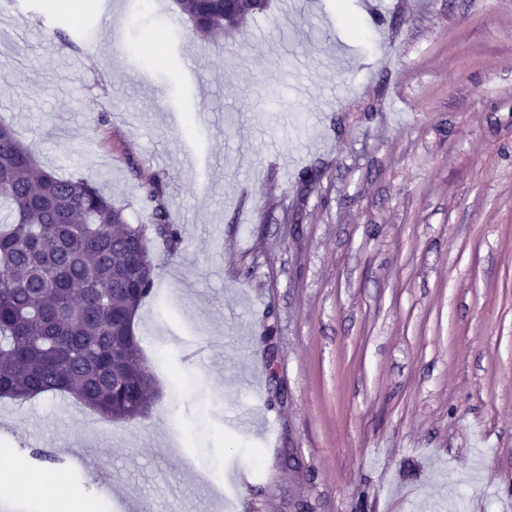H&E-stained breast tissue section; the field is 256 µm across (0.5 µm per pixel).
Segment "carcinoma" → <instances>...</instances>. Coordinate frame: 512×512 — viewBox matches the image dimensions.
<instances>
[{
    "mask_svg": "<svg viewBox=\"0 0 512 512\" xmlns=\"http://www.w3.org/2000/svg\"><path fill=\"white\" fill-rule=\"evenodd\" d=\"M202 33L230 38L268 9L257 0H175ZM0 398L63 393L110 422L143 416L157 381L132 334L153 287L137 275L156 239L182 241L158 183L142 186L150 223L132 224L94 182L38 168L0 122Z\"/></svg>",
    "mask_w": 512,
    "mask_h": 512,
    "instance_id": "cac0c4a2",
    "label": "carcinoma"
}]
</instances>
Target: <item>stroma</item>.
<instances>
[{
    "instance_id": "35a3bbf8",
    "label": "stroma",
    "mask_w": 512,
    "mask_h": 512,
    "mask_svg": "<svg viewBox=\"0 0 512 512\" xmlns=\"http://www.w3.org/2000/svg\"><path fill=\"white\" fill-rule=\"evenodd\" d=\"M156 2L0 0V121L182 229L148 412L0 399V444L83 512H512V0H270L220 46Z\"/></svg>"
}]
</instances>
